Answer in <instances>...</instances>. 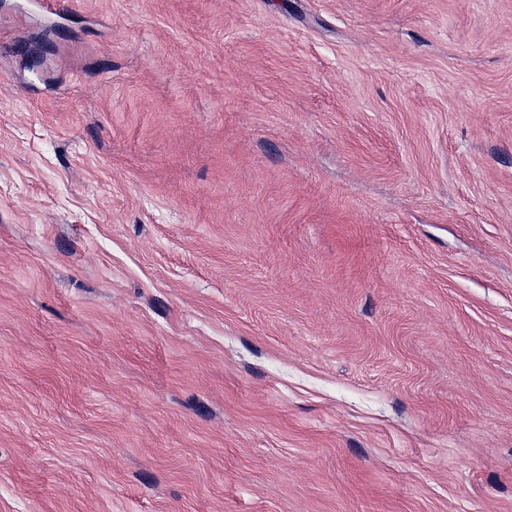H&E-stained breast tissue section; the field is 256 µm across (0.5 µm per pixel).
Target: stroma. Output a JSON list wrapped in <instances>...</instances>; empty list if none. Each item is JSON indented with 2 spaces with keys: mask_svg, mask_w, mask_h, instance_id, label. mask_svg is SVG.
I'll return each mask as SVG.
<instances>
[{
  "mask_svg": "<svg viewBox=\"0 0 512 512\" xmlns=\"http://www.w3.org/2000/svg\"><path fill=\"white\" fill-rule=\"evenodd\" d=\"M0 12V512H512V0Z\"/></svg>",
  "mask_w": 512,
  "mask_h": 512,
  "instance_id": "1",
  "label": "stroma"
}]
</instances>
